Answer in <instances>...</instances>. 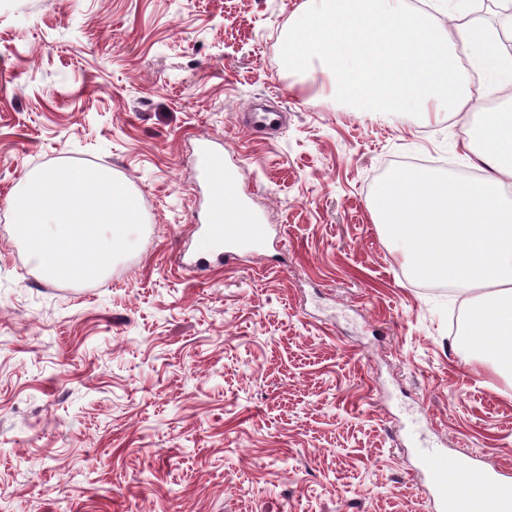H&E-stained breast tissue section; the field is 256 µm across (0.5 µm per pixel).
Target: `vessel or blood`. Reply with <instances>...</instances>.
<instances>
[{
	"mask_svg": "<svg viewBox=\"0 0 512 512\" xmlns=\"http://www.w3.org/2000/svg\"><path fill=\"white\" fill-rule=\"evenodd\" d=\"M202 181L206 191L205 222L199 225L200 237L213 249H223L225 258L237 257L240 250L264 243L268 229L248 210L230 172L224 165L223 152L203 144L199 147ZM460 488L448 484V460L443 454L427 455L421 478L432 491L437 512H512V494L505 489L511 482L500 474L469 461L459 465Z\"/></svg>",
	"mask_w": 512,
	"mask_h": 512,
	"instance_id": "obj_1",
	"label": "vessel or blood"
}]
</instances>
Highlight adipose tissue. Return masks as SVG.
<instances>
[{
    "instance_id": "1",
    "label": "adipose tissue",
    "mask_w": 512,
    "mask_h": 512,
    "mask_svg": "<svg viewBox=\"0 0 512 512\" xmlns=\"http://www.w3.org/2000/svg\"><path fill=\"white\" fill-rule=\"evenodd\" d=\"M474 182L391 170L373 195L377 223L402 239L419 278L484 294L470 299L464 343L512 382V113L483 115Z\"/></svg>"
}]
</instances>
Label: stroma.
Here are the masks:
<instances>
[{
	"mask_svg": "<svg viewBox=\"0 0 512 512\" xmlns=\"http://www.w3.org/2000/svg\"><path fill=\"white\" fill-rule=\"evenodd\" d=\"M302 2L0 0V512H434L428 449L512 474V389L453 333L464 299L368 211L400 162L471 169L485 102L512 100L459 40L467 115L354 111L281 61ZM204 139L269 238L196 271ZM66 163L141 196L134 250L90 283L44 276L8 221Z\"/></svg>",
	"mask_w": 512,
	"mask_h": 512,
	"instance_id": "1",
	"label": "stroma"
}]
</instances>
